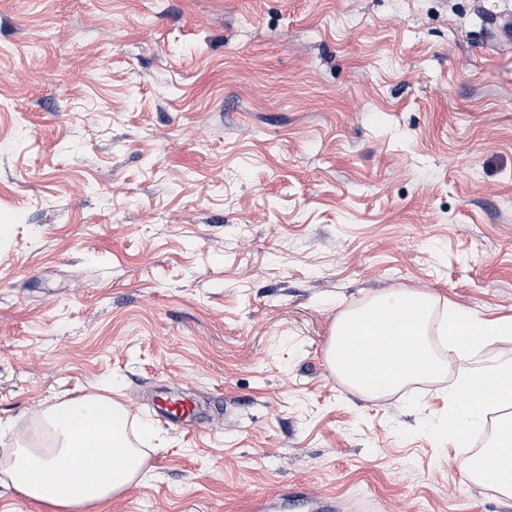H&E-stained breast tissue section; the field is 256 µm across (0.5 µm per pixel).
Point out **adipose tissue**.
Here are the masks:
<instances>
[{"label": "adipose tissue", "mask_w": 512, "mask_h": 512, "mask_svg": "<svg viewBox=\"0 0 512 512\" xmlns=\"http://www.w3.org/2000/svg\"><path fill=\"white\" fill-rule=\"evenodd\" d=\"M438 299L423 291L373 297L337 320L329 359L352 390L377 398L440 374L442 365L428 340ZM438 333L460 356L512 335V317L482 319L452 310ZM451 428L444 437L467 447L475 421L490 406L512 407V360L463 368L451 393ZM129 413L119 401L84 395L50 405L34 432L22 433L9 460L0 463L10 487L60 512H79L120 495L143 479L146 455L132 445ZM468 477L512 497V442L494 439L472 455Z\"/></svg>", "instance_id": "ef3b65f1"}]
</instances>
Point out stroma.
<instances>
[{"label":"stroma","mask_w":512,"mask_h":512,"mask_svg":"<svg viewBox=\"0 0 512 512\" xmlns=\"http://www.w3.org/2000/svg\"><path fill=\"white\" fill-rule=\"evenodd\" d=\"M474 0H0V423L113 394L143 484L87 512H512L437 438L459 361L365 398L337 319L512 317V46ZM197 408L184 425L169 404Z\"/></svg>","instance_id":"stroma-1"}]
</instances>
